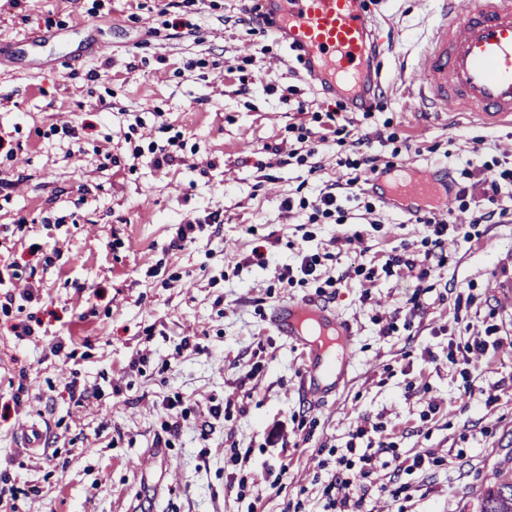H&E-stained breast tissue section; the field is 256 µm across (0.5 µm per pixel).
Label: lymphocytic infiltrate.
<instances>
[{
    "mask_svg": "<svg viewBox=\"0 0 512 512\" xmlns=\"http://www.w3.org/2000/svg\"><path fill=\"white\" fill-rule=\"evenodd\" d=\"M329 126L320 133L314 143L308 144V155L319 153L321 145L331 143L340 149L360 154L363 168L359 174L342 181L334 182L320 190L316 198L309 223L345 224L352 215L349 202L365 200L366 212H374L375 206L368 202V189L364 180L370 175L380 173V157L372 151L374 142L382 141V134H362L357 129L338 123L336 113H329ZM453 184L456 188L454 200L460 210L470 212L471 227L483 224H506L512 222V166L496 167L467 165L461 169ZM419 223L425 226V235L420 245L401 244L385 255L380 267L359 263L353 273L362 281L374 279L376 270L386 275L398 277H416L423 279L427 270L443 266L448 258L445 243L448 239L450 224L447 211H431L419 216ZM318 254L299 252L294 264L282 269L279 278L288 285H303L307 282H322L324 287L339 288L344 285L345 276L322 278L318 266ZM492 328H485L483 335L469 337L467 341L449 343L448 362L460 367L462 376H470L476 368V361L489 352L497 350L498 340L492 337ZM384 428L380 423L362 421L351 433L346 445L347 454L338 461V466L324 494L327 498V512H363V497L358 490L376 467H390L396 471L420 470L431 461L429 451H421L412 460L402 459L395 454L394 443L386 441ZM368 441V448H361V441Z\"/></svg>",
    "mask_w": 512,
    "mask_h": 512,
    "instance_id": "f902f5d3",
    "label": "lymphocytic infiltrate"
}]
</instances>
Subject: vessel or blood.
<instances>
[{
    "label": "vessel or blood",
    "mask_w": 512,
    "mask_h": 512,
    "mask_svg": "<svg viewBox=\"0 0 512 512\" xmlns=\"http://www.w3.org/2000/svg\"><path fill=\"white\" fill-rule=\"evenodd\" d=\"M274 18L272 35L303 53L306 79L327 94L344 91L352 111L371 104L381 83L374 57L382 53L380 23L365 0H262ZM438 23L412 71L420 105L476 113L484 125L512 124V0H435ZM445 167L397 179L407 211L435 195ZM271 331L301 348L303 392L324 401L345 383L356 362L352 323L325 302L283 301L269 316Z\"/></svg>",
    "instance_id": "vessel-or-blood-1"
}]
</instances>
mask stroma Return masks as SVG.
Instances as JSON below:
<instances>
[{
    "label": "stroma",
    "instance_id": "1",
    "mask_svg": "<svg viewBox=\"0 0 512 512\" xmlns=\"http://www.w3.org/2000/svg\"><path fill=\"white\" fill-rule=\"evenodd\" d=\"M365 4L387 19L391 49L370 113L352 118L382 131L387 160L455 168L512 150V125L410 111L400 75L437 22L432 0ZM248 6L0 0V512H323L365 418L402 456L426 449L435 463L378 469L364 512H476L485 479L512 469V223L449 237L447 265L421 283L380 271L320 294L279 281L299 251L335 277L362 246L379 257L420 243L423 227L380 203L373 223L309 224L304 238L307 211L285 201L315 200L347 173V155L326 148L313 172L287 151L343 98L316 92L299 52L245 24ZM102 42L111 53H97ZM165 151L172 162L157 164ZM189 220L192 242L174 248ZM356 231L362 241L333 244ZM259 244L268 266L227 273ZM28 285L35 300L14 297ZM315 294L353 324L358 358L319 407L300 392V349L268 328L274 305ZM414 295L421 310L405 305ZM22 321L33 335L14 333ZM488 323L496 360L464 378L448 343ZM72 381L92 397L72 398ZM32 421L45 440L21 447ZM158 446L176 475L157 488L131 463Z\"/></svg>",
    "mask_w": 512,
    "mask_h": 512
}]
</instances>
